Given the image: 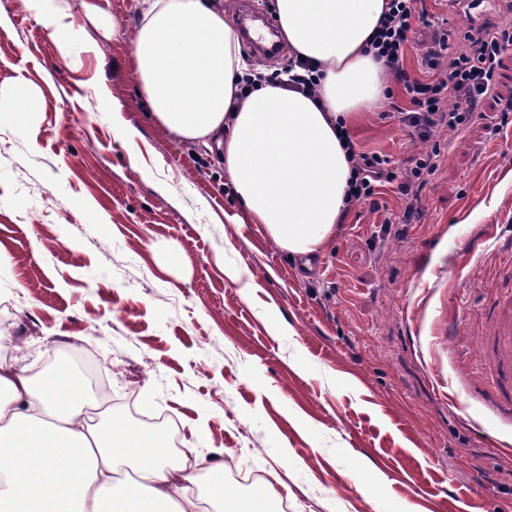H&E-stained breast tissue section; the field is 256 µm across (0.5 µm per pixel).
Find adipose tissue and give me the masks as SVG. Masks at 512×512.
Returning <instances> with one entry per match:
<instances>
[{
  "label": "adipose tissue",
  "mask_w": 512,
  "mask_h": 512,
  "mask_svg": "<svg viewBox=\"0 0 512 512\" xmlns=\"http://www.w3.org/2000/svg\"><path fill=\"white\" fill-rule=\"evenodd\" d=\"M388 0H273L292 56L318 78L310 96L251 80L237 26L215 0H140L132 70L158 127L214 142L241 207L281 248L320 253L346 209L351 164L344 130L383 97L370 38ZM92 402L74 372L34 382L0 358V512H258L276 499L230 492L223 460L201 491L197 450L117 419L88 423Z\"/></svg>",
  "instance_id": "ef3b65f1"
}]
</instances>
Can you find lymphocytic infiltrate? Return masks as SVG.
Wrapping results in <instances>:
<instances>
[{"label": "lymphocytic infiltrate", "mask_w": 512, "mask_h": 512, "mask_svg": "<svg viewBox=\"0 0 512 512\" xmlns=\"http://www.w3.org/2000/svg\"><path fill=\"white\" fill-rule=\"evenodd\" d=\"M418 0H390L371 45L375 56L397 82L402 83L410 108H397L395 117L411 135L429 140L441 131L463 126L491 93L502 56L512 50V30L496 28L468 35L467 48L448 55V31L434 28L418 57V76L404 67L406 51L417 25L427 24ZM352 177L348 204L371 199L379 183L395 178L389 162L377 155L351 152Z\"/></svg>", "instance_id": "1"}]
</instances>
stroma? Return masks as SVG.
I'll return each mask as SVG.
<instances>
[{"mask_svg": "<svg viewBox=\"0 0 512 512\" xmlns=\"http://www.w3.org/2000/svg\"><path fill=\"white\" fill-rule=\"evenodd\" d=\"M406 66L447 24L448 52L471 30L448 0H425ZM68 56L21 0H0V352L34 369L49 353L93 357L115 414H166L180 443L258 474L287 512H512V423L460 377L484 378L479 338L512 304V98L503 58L484 117L432 141L380 102L352 132L405 176L433 156L411 224L384 223L389 184L350 207L314 257L238 224L214 153L148 125L131 69L137 0H46ZM108 91L138 131L117 139ZM457 337L448 339L449 312Z\"/></svg>", "mask_w": 512, "mask_h": 512, "instance_id": "stroma-1", "label": "stroma"}]
</instances>
